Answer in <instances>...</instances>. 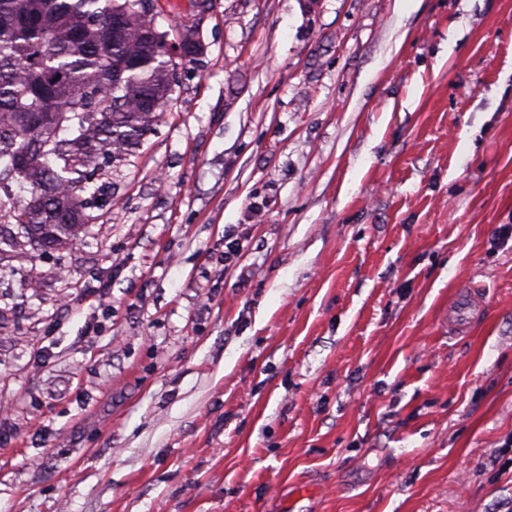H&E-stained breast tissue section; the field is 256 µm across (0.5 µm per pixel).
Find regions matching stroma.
<instances>
[{"mask_svg":"<svg viewBox=\"0 0 512 512\" xmlns=\"http://www.w3.org/2000/svg\"><path fill=\"white\" fill-rule=\"evenodd\" d=\"M200 41L82 245L0 252V512H512V0ZM483 305L475 295L460 297L457 304L448 311V322L458 331H466L473 319L482 310Z\"/></svg>","mask_w":512,"mask_h":512,"instance_id":"obj_1","label":"stroma"}]
</instances>
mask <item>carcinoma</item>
<instances>
[{
	"instance_id": "carcinoma-1",
	"label": "carcinoma",
	"mask_w": 512,
	"mask_h": 512,
	"mask_svg": "<svg viewBox=\"0 0 512 512\" xmlns=\"http://www.w3.org/2000/svg\"><path fill=\"white\" fill-rule=\"evenodd\" d=\"M153 28L135 0H0V221L15 226L0 244L80 239L92 176L124 165L158 125L159 112L130 102H171L178 63L149 40ZM13 181L30 199H15Z\"/></svg>"
}]
</instances>
